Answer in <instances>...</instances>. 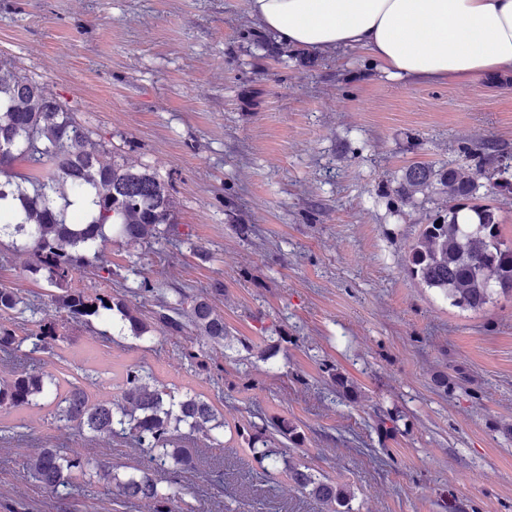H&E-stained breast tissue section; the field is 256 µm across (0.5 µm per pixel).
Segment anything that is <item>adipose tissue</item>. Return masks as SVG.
I'll return each mask as SVG.
<instances>
[{
  "mask_svg": "<svg viewBox=\"0 0 512 512\" xmlns=\"http://www.w3.org/2000/svg\"><path fill=\"white\" fill-rule=\"evenodd\" d=\"M248 14L296 51L356 49L397 78L512 74V0H249Z\"/></svg>",
  "mask_w": 512,
  "mask_h": 512,
  "instance_id": "ef3b65f1",
  "label": "adipose tissue"
}]
</instances>
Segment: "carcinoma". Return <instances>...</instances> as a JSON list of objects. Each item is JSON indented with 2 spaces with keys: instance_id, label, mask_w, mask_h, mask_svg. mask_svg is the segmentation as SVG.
Wrapping results in <instances>:
<instances>
[{
  "instance_id": "cac0c4a2",
  "label": "carcinoma",
  "mask_w": 512,
  "mask_h": 512,
  "mask_svg": "<svg viewBox=\"0 0 512 512\" xmlns=\"http://www.w3.org/2000/svg\"><path fill=\"white\" fill-rule=\"evenodd\" d=\"M511 158V153L497 151V169L488 176L499 195L512 194V166L507 163ZM18 160L28 164V172L14 169ZM435 181L448 194V212L434 215L425 225L410 250L409 272L426 287L439 290L451 305L480 310L494 296L512 293V246L501 238L497 209L472 203L477 183L468 165L435 170L416 163L395 192L407 201ZM463 208L476 214L477 223L459 222ZM2 235L12 238L14 249L32 256V272L46 281V297L64 322H43L37 318L40 302L14 288H0V361L25 365L8 377L0 376V413L47 407L53 419L66 427L75 424L97 436L123 441L141 455L142 462L122 479L102 465L95 471L98 480L114 484L129 510L146 501L154 504L153 512H183L181 474H194L199 492L223 479L220 471L202 468L191 447L199 434L221 444L223 410L202 394H174L138 363L122 367L121 386L111 401H99L73 382L62 388L56 375L44 369L45 355L65 341V323L93 319L112 325V331L102 332L108 340L114 333L150 342L156 332L183 339L195 332L212 348H222L228 331L213 299L224 295V284L214 282L200 294L175 288L171 297L146 287L128 295L110 288L90 294L78 287L76 276L87 267L106 282L112 279L102 253L115 238L143 243L163 239L176 245L174 201L151 166L121 162L77 122L70 107L1 58ZM144 293L154 295V308L147 313L128 299ZM25 314L38 324V331L19 337L16 316ZM268 431L297 448L305 443L297 425L283 415L264 420L261 427L251 421L236 426L260 475L285 472L293 487L321 503L326 512H350L347 486L320 479L311 468L290 460L284 449L267 439ZM87 469L88 461L58 448H42L24 462L31 482L62 501L80 493L72 473Z\"/></svg>"
}]
</instances>
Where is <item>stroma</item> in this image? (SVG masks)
I'll return each instance as SVG.
<instances>
[{"label": "stroma", "instance_id": "obj_1", "mask_svg": "<svg viewBox=\"0 0 512 512\" xmlns=\"http://www.w3.org/2000/svg\"><path fill=\"white\" fill-rule=\"evenodd\" d=\"M271 40L247 0H0V57L172 194L182 244L108 245L113 290L223 281L232 336L199 374L182 341L108 342L101 321L71 323L53 367L77 384L92 370L102 400L113 365L134 362L223 403L228 431L203 454L224 482L184 512H324L285 474L259 482L233 431L256 409L298 425L307 443L290 456L347 485L352 512H512V295L463 310L412 277L410 249L448 196L393 192L414 163L512 148V76L403 80L351 50L272 58ZM0 287L47 284L2 244ZM7 427L21 437L0 448V512H126L98 483L59 503L22 464L60 448L121 469L133 449L45 408L0 414Z\"/></svg>", "mask_w": 512, "mask_h": 512}]
</instances>
